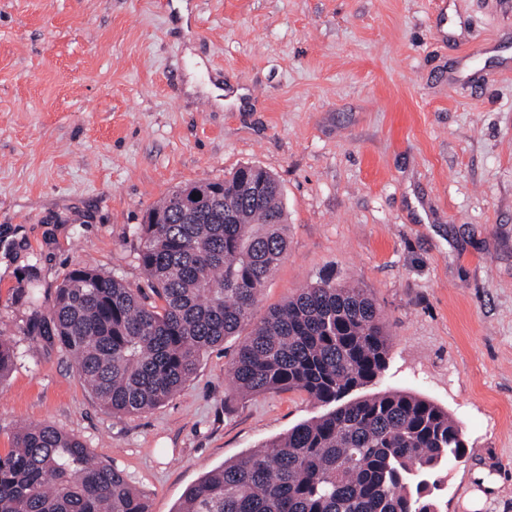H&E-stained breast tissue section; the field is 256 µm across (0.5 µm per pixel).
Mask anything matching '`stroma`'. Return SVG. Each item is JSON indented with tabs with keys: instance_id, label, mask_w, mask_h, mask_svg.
Returning a JSON list of instances; mask_svg holds the SVG:
<instances>
[{
	"instance_id": "1",
	"label": "stroma",
	"mask_w": 512,
	"mask_h": 512,
	"mask_svg": "<svg viewBox=\"0 0 512 512\" xmlns=\"http://www.w3.org/2000/svg\"><path fill=\"white\" fill-rule=\"evenodd\" d=\"M0 0V453L22 422L76 435L149 512L321 414L299 391L235 396L239 343L169 400L99 406L59 344L29 335L90 263L149 290L148 207L239 167L282 190L288 251L255 309L332 280L367 290L390 338L379 380L459 424L441 512H512V0ZM221 82L217 103L189 76Z\"/></svg>"
}]
</instances>
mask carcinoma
Here are the masks:
<instances>
[{
  "mask_svg": "<svg viewBox=\"0 0 512 512\" xmlns=\"http://www.w3.org/2000/svg\"><path fill=\"white\" fill-rule=\"evenodd\" d=\"M219 200L184 210L188 189ZM138 262L162 305L97 266L73 268L30 329L72 356L112 415L175 394L211 347L251 327L228 366L242 396L299 390L323 415L205 473L177 512H438L440 471L466 453L448 411L409 392L348 399L384 372L389 345L362 288L320 281L255 318L288 250L278 181L255 165L169 192L139 227ZM17 360L0 334V381ZM0 512H149L126 474L52 425L19 427L0 454Z\"/></svg>",
  "mask_w": 512,
  "mask_h": 512,
  "instance_id": "1",
  "label": "carcinoma"
}]
</instances>
